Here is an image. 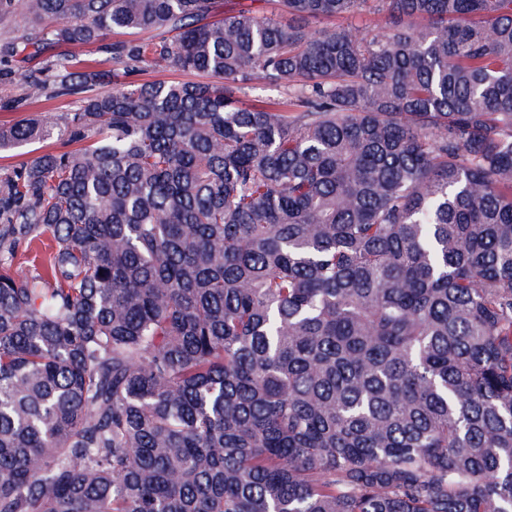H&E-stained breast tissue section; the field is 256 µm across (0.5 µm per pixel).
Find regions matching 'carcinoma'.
Listing matches in <instances>:
<instances>
[{
    "instance_id": "obj_1",
    "label": "carcinoma",
    "mask_w": 512,
    "mask_h": 512,
    "mask_svg": "<svg viewBox=\"0 0 512 512\" xmlns=\"http://www.w3.org/2000/svg\"><path fill=\"white\" fill-rule=\"evenodd\" d=\"M274 2L0 0V512H512V0ZM128 85H134L143 83L146 81L154 80H181V81H195V82H206L210 81L208 77L197 76L188 73L181 72H159V71H142L134 73L130 76L122 78ZM27 87L19 78L0 79V103H14L18 105L14 110H0V127L10 126L15 122L40 113H52L56 116H64L66 112H72L75 104L70 98H57L50 101L31 103L27 99ZM73 147L65 144V138L60 135L59 128L56 127L43 140L20 146L9 153L2 154L6 156L0 158V175L9 172L15 166L30 162L44 152L65 151Z\"/></svg>"
}]
</instances>
